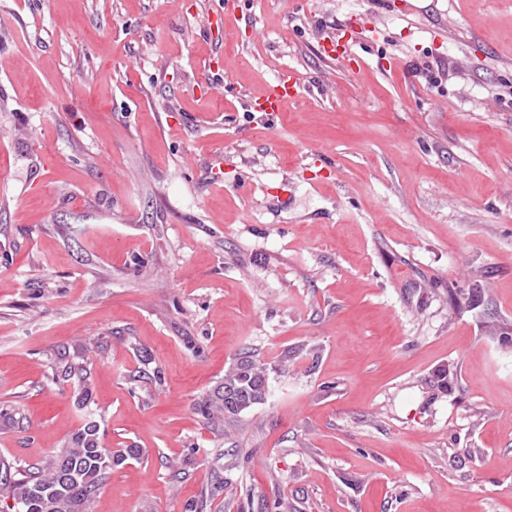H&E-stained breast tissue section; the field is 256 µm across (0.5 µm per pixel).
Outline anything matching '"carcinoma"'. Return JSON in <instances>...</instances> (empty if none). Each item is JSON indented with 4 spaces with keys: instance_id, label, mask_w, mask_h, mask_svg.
Returning a JSON list of instances; mask_svg holds the SVG:
<instances>
[{
    "instance_id": "obj_1",
    "label": "carcinoma",
    "mask_w": 512,
    "mask_h": 512,
    "mask_svg": "<svg viewBox=\"0 0 512 512\" xmlns=\"http://www.w3.org/2000/svg\"><path fill=\"white\" fill-rule=\"evenodd\" d=\"M267 381L265 363L243 351L224 380L199 398L195 409L211 425L234 422L243 405L265 401ZM137 456L136 448L101 447L99 427L91 421L73 435L68 447L33 470L20 474L0 459V489L9 491L15 512H88L112 470Z\"/></svg>"
}]
</instances>
